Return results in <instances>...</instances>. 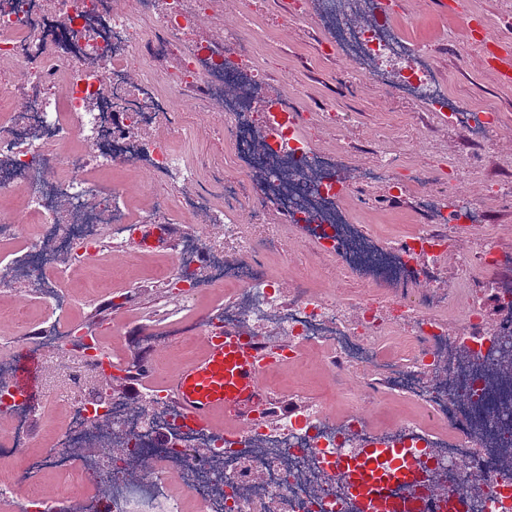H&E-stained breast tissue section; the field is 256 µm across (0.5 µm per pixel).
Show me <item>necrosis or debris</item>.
<instances>
[{"label":"necrosis or debris","mask_w":512,"mask_h":512,"mask_svg":"<svg viewBox=\"0 0 512 512\" xmlns=\"http://www.w3.org/2000/svg\"><path fill=\"white\" fill-rule=\"evenodd\" d=\"M309 13L282 0L286 16L324 30L314 57L344 53L356 80L422 105L428 118L484 143L503 114L495 100L449 92L435 55L389 34L383 0H326ZM234 0H0V284H25L19 306L0 312V369L24 351L41 367L37 389L19 394L0 378V512H345L336 461L365 443L409 452L421 477L396 488L416 506L449 495L478 500L482 512H512V470L501 463L512 423V379L496 375L493 339L512 337V270L485 225L496 216L475 193L426 192L437 153L418 134L417 163L399 175L390 147L350 170L347 142L326 151L313 128L336 129L332 112L312 114L308 89L269 94L264 58L279 42L255 29L250 43L226 27ZM365 22H355L357 14ZM463 47L491 55L512 44V19L476 26L459 14ZM404 61L393 74L396 61ZM208 132L227 147L218 193L202 185L215 157H186L174 140ZM130 167L156 172L170 187L132 213L124 185L95 179ZM386 190L387 204L413 198L421 221L387 246L345 214L348 196ZM179 222L181 234L161 280L182 310L220 288L224 301L201 323L184 321L169 340L195 347L206 331L267 329L284 366L304 348H325L334 376H365V395L408 399L433 422L404 416L383 431L363 410L334 417L300 404L276 421L230 434L191 421L160 384L121 395L114 343L126 332L84 335L60 315L125 306L128 287L99 284L77 293L68 265H86L124 248L130 224ZM460 252L461 270L483 269L455 298L440 283L442 259ZM364 290L347 308L344 282ZM498 319L487 323V304ZM43 315L30 319L27 309ZM461 319L464 356H448V311ZM43 438L49 452L33 451ZM52 475L58 490L39 483Z\"/></svg>","instance_id":"4bbe7bcc"}]
</instances>
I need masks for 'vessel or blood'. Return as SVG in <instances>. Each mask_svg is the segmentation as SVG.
I'll list each match as a JSON object with an SVG mask.
<instances>
[{
	"label": "vessel or blood",
	"instance_id": "b4317fda",
	"mask_svg": "<svg viewBox=\"0 0 512 512\" xmlns=\"http://www.w3.org/2000/svg\"><path fill=\"white\" fill-rule=\"evenodd\" d=\"M173 241L172 228L166 224H140L132 233V244L138 250L168 249ZM199 344L195 356L162 376L152 361H145L142 377L148 382L161 380L165 394L197 423L236 430L265 403L262 375L270 362L268 351L261 341L245 342L233 330L221 336L203 334ZM39 377V364L27 360L14 385L31 392ZM377 463L373 453L364 451L341 471V479L361 492L355 503L358 512H391L393 486L408 481L414 469L409 463L383 474Z\"/></svg>",
	"mask_w": 512,
	"mask_h": 512
}]
</instances>
